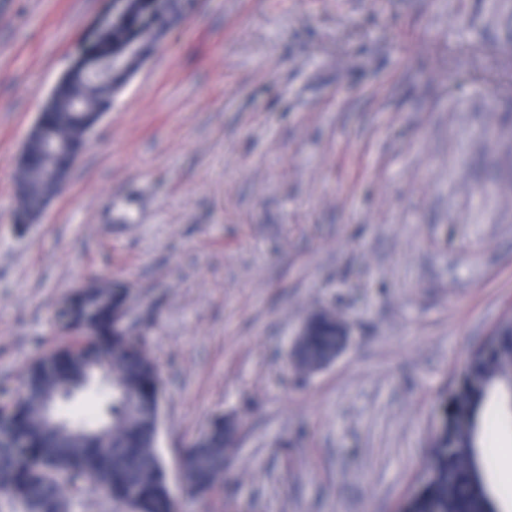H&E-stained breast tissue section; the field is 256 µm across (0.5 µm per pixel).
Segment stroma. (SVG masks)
I'll return each mask as SVG.
<instances>
[{"label":"stroma","instance_id":"35a3bbf8","mask_svg":"<svg viewBox=\"0 0 512 512\" xmlns=\"http://www.w3.org/2000/svg\"><path fill=\"white\" fill-rule=\"evenodd\" d=\"M109 0H0V400L94 279L164 381L181 512H395L464 360L512 308V0H191L62 193L15 218L24 139ZM329 367L288 350L319 309ZM238 424L221 490L179 448Z\"/></svg>","mask_w":512,"mask_h":512}]
</instances>
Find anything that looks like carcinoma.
<instances>
[{"instance_id":"cac0c4a2","label":"carcinoma","mask_w":512,"mask_h":512,"mask_svg":"<svg viewBox=\"0 0 512 512\" xmlns=\"http://www.w3.org/2000/svg\"><path fill=\"white\" fill-rule=\"evenodd\" d=\"M178 8V0H129L124 17L107 16L83 42L79 61L51 92L43 109L47 137L79 143L80 116L105 112L111 105L113 89L104 70L117 61L121 46L133 38L152 46ZM72 168L61 159L50 179L42 160L33 157L32 165L21 171L20 214L38 216L55 192L56 181H67ZM127 294L128 289L116 284L86 287L71 310L78 335L34 360L22 396L0 403V512H68L88 488L104 491L122 509L133 491L137 512H178L157 450L155 397L163 378L147 354L144 336L112 330L110 311ZM335 346L336 335L327 326L318 327L305 341L312 358ZM102 370L112 371V383H98L90 413L74 411L68 417L81 432L61 429L41 415L48 391L69 401L90 388ZM511 373L512 360L503 359L499 350L478 348L470 353L454 393L446 399L439 447L429 451L426 469L432 482L413 500V512H495L499 499L508 497L506 487L484 493L478 482L487 476L495 454L487 405L497 393V380ZM231 442V429L218 418L186 450L190 496L216 492Z\"/></svg>"}]
</instances>
